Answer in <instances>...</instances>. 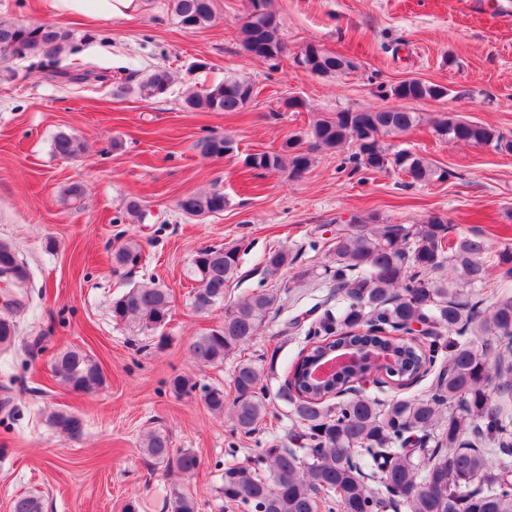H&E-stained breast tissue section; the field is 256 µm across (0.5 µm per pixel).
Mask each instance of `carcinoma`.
Listing matches in <instances>:
<instances>
[{"label":"carcinoma","instance_id":"1","mask_svg":"<svg viewBox=\"0 0 512 512\" xmlns=\"http://www.w3.org/2000/svg\"><path fill=\"white\" fill-rule=\"evenodd\" d=\"M268 0H248L241 28L243 50L270 67L279 66L284 41ZM178 23L199 30L216 20L215 0H172ZM73 35L52 24L24 25L0 21V62L43 56L57 57L70 48ZM304 70L331 77L352 67L347 58L315 44L303 51ZM171 73L158 68L137 84L142 98L165 94ZM399 100L444 98L448 88L419 80L402 81L391 89ZM254 95L246 79L223 82L191 93L185 105L203 112H238ZM418 115L405 108L377 111L341 110L316 121L305 133L307 148L287 143L278 151L252 153L244 166L256 176L286 173L298 178L309 170L317 150L334 151L347 144L355 151L344 159L354 175L362 170H399L410 184L447 179L448 171L407 148L384 144L382 138L408 131ZM438 138L512 152V139L492 127L447 117L435 123ZM204 157L235 152L228 136L208 135L196 143ZM53 151L61 158L84 152L77 137L58 133ZM224 192L213 188L183 197L178 207L187 215L224 210ZM453 225L440 216L424 224H388L354 219L336 228L321 271L302 270L324 279L330 295L292 318L304 329V346L274 393L261 384L266 355L240 359L233 367L235 391L226 402L224 389L178 375L169 381L178 396L199 394L214 414H229L234 430L249 434L277 400L289 409L292 428L287 439L257 446L246 461L224 468L219 497L234 501L245 512H319L320 503L338 512H512V291L508 285L484 305L481 291L489 279L484 259L487 244L478 235L452 236ZM239 246H214L196 251L190 275L199 283L191 306L201 312L224 306V321L190 345L194 361L221 366L258 335L279 297L265 279L294 263L288 247L268 251L263 278L254 292L224 302L226 289L241 277ZM117 267L135 268L142 248L127 241L112 254ZM0 314V345L17 336L12 308ZM166 288L153 282L137 285L112 301V317L135 332L154 333L170 318ZM418 324L426 336L409 335ZM358 352L369 360L342 368L330 379L307 377L308 365L322 352ZM53 373L76 392H90L104 382L99 363L87 353L69 349L53 364ZM363 375L380 378L382 388L400 391L430 378L422 397H380L344 387ZM58 432L81 437L85 421L57 410L48 417ZM141 447L156 465L186 476L200 466L192 450L171 451L162 431L144 435ZM171 512H198L190 493H173ZM34 496L14 499L12 512H43Z\"/></svg>","mask_w":512,"mask_h":512}]
</instances>
